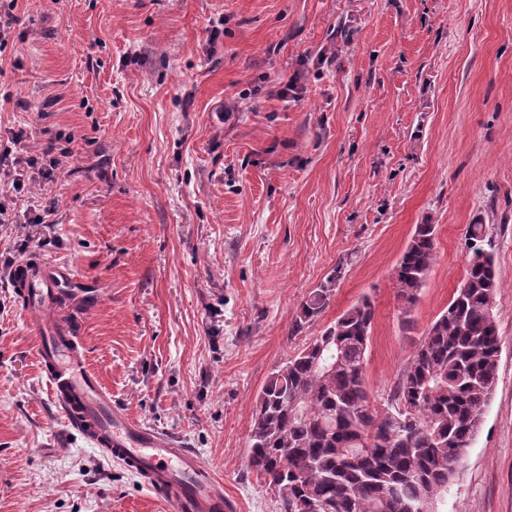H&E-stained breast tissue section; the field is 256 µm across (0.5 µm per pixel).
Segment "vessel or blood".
<instances>
[{
    "label": "vessel or blood",
    "instance_id": "b4317fda",
    "mask_svg": "<svg viewBox=\"0 0 512 512\" xmlns=\"http://www.w3.org/2000/svg\"><path fill=\"white\" fill-rule=\"evenodd\" d=\"M73 277L70 268L23 262L16 268L13 286L24 300L26 315L38 319L57 306ZM39 359L53 396L72 425L91 428L94 441L108 448L112 457L146 474L152 490L174 502L176 512H238L236 502L224 495L223 481L194 450L175 447L166 435L113 409L67 328L58 327L46 337Z\"/></svg>",
    "mask_w": 512,
    "mask_h": 512
}]
</instances>
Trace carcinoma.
Listing matches in <instances>:
<instances>
[{
  "label": "carcinoma",
  "instance_id": "obj_1",
  "mask_svg": "<svg viewBox=\"0 0 512 512\" xmlns=\"http://www.w3.org/2000/svg\"><path fill=\"white\" fill-rule=\"evenodd\" d=\"M435 229L429 219L416 225L394 267L408 328L435 259ZM487 242L486 225H468L464 281L422 336L386 408L373 407L366 377L374 318L367 300L271 372L250 425L248 466L282 512H407L448 494L498 375L500 283ZM343 274L339 263L300 302L292 332L324 314Z\"/></svg>",
  "mask_w": 512,
  "mask_h": 512
}]
</instances>
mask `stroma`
I'll list each match as a JSON object with an SVG mask.
<instances>
[{
  "instance_id": "1",
  "label": "stroma",
  "mask_w": 512,
  "mask_h": 512,
  "mask_svg": "<svg viewBox=\"0 0 512 512\" xmlns=\"http://www.w3.org/2000/svg\"><path fill=\"white\" fill-rule=\"evenodd\" d=\"M0 139L71 147L4 187L0 261L72 267L70 323L112 405L190 448L240 512H281L247 463L272 370L361 299L384 405L487 226L498 381L435 512H512V0H0ZM224 33L210 38V19ZM298 77L300 97L279 91ZM54 205L50 228L28 217ZM436 259L403 327L392 271L416 224ZM346 275L299 334V303ZM0 270V512H174L74 429L41 325Z\"/></svg>"
}]
</instances>
